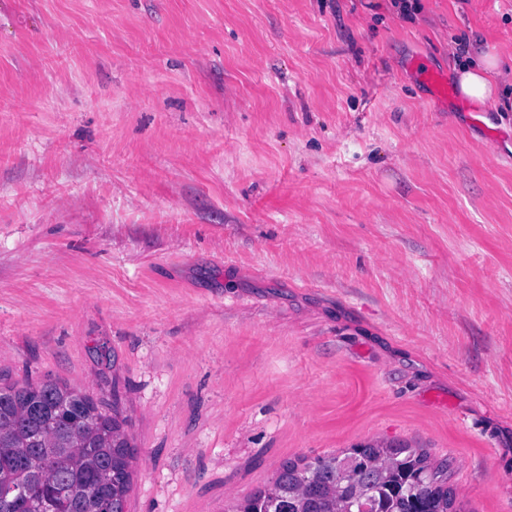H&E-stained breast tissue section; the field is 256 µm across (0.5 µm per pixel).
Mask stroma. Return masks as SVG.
Returning a JSON list of instances; mask_svg holds the SVG:
<instances>
[{
  "label": "stroma",
  "instance_id": "stroma-1",
  "mask_svg": "<svg viewBox=\"0 0 512 512\" xmlns=\"http://www.w3.org/2000/svg\"><path fill=\"white\" fill-rule=\"evenodd\" d=\"M0 0V387L118 408L127 512L402 444L512 512V0ZM480 124H472V116ZM461 49L465 60L454 69L459 93L483 110H495L502 103V95L508 93L504 81L512 75V61L509 65L497 55L477 50L472 43Z\"/></svg>",
  "mask_w": 512,
  "mask_h": 512
}]
</instances>
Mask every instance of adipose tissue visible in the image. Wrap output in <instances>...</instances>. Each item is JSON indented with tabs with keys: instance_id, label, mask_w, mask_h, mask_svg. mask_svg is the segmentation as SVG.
I'll use <instances>...</instances> for the list:
<instances>
[{
	"instance_id": "adipose-tissue-1",
	"label": "adipose tissue",
	"mask_w": 512,
	"mask_h": 512,
	"mask_svg": "<svg viewBox=\"0 0 512 512\" xmlns=\"http://www.w3.org/2000/svg\"><path fill=\"white\" fill-rule=\"evenodd\" d=\"M462 53L464 62L455 69L460 94L483 110L496 109L508 93L505 81L512 76V64L471 44Z\"/></svg>"
}]
</instances>
